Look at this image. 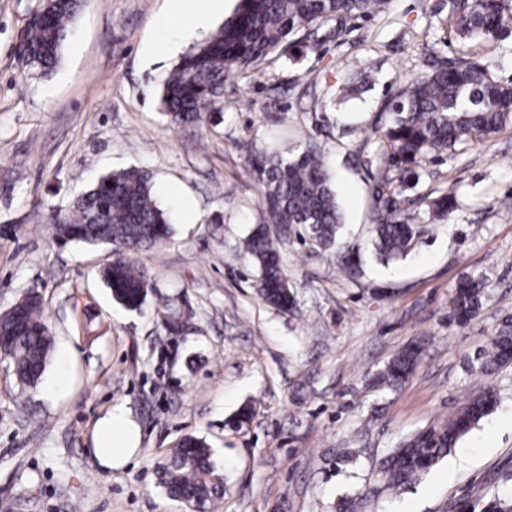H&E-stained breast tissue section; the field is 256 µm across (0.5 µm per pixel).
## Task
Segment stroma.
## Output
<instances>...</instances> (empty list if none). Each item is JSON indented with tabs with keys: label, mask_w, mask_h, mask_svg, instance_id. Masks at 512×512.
Here are the masks:
<instances>
[{
	"label": "stroma",
	"mask_w": 512,
	"mask_h": 512,
	"mask_svg": "<svg viewBox=\"0 0 512 512\" xmlns=\"http://www.w3.org/2000/svg\"><path fill=\"white\" fill-rule=\"evenodd\" d=\"M179 2L82 0L60 63L34 79L18 47L41 0H0V312L39 293L54 336L36 389L0 362V512H181L156 465L187 434L213 449L224 478L210 512H335L376 484V461L403 438L487 389L494 411L370 512H491L495 497L512 496V363L482 371L476 358L512 320V126L430 156L407 185L381 134L400 80L434 59L465 52L512 83V28L464 44L452 0H388L383 13L295 37L227 82L201 124L184 125L163 113V82L238 0L170 51ZM308 141L336 188L340 246L323 252L272 227L296 298L285 312L258 294L245 250L262 206L248 156ZM132 167L149 173L171 227L165 244L134 256L150 283L138 311L100 277L111 246L57 242L45 221L99 176ZM383 175L387 195L417 212L445 193L457 202L386 264L372 247ZM465 277L484 293L463 324L451 298ZM412 343L422 352L409 379L373 385ZM117 407L140 439L126 465L105 469L93 435ZM344 448L354 461L339 460Z\"/></svg>",
	"instance_id": "1"
}]
</instances>
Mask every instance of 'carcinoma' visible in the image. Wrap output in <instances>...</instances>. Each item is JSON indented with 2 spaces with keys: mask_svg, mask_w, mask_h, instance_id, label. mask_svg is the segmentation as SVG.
<instances>
[{
  "mask_svg": "<svg viewBox=\"0 0 512 512\" xmlns=\"http://www.w3.org/2000/svg\"><path fill=\"white\" fill-rule=\"evenodd\" d=\"M387 0H239L224 25L207 41L184 56L162 89L161 104L170 120L198 124L224 95V84L257 69L277 49H287L288 39L345 16L373 15ZM80 0H50L47 12L28 25L20 48L32 72L46 74L58 64L69 39L70 23ZM454 30L461 41L487 39L512 24L508 0H455ZM395 117L382 134L388 164L405 178L413 167L434 152L485 139L512 123V84L493 81L481 64L465 57L439 62L428 72L407 79L392 105ZM249 164L263 191L262 218L246 241L247 253L258 270V292L269 305L289 310L295 304L283 268L280 245L269 236V225L286 230L300 228L304 238L320 250L336 242L342 215L336 192L318 147L308 143L282 154L258 150ZM385 212L375 224V247L387 262L405 255L417 237L430 232L432 220L453 208L443 195L428 205L427 217L386 199ZM57 238L73 240L72 226L85 229V242H123L125 251L104 268L112 297L125 308L142 306L148 282L130 258L143 247L162 244L169 237L167 216L156 204L148 174L129 169L100 176L74 199L62 217L51 214ZM484 293L479 279H464L454 290L453 312L461 323L478 310ZM24 334L18 336L13 315H0V335L16 336L8 354L22 385L37 386L51 350V330L37 296L26 299L22 311ZM512 361V324L506 322L489 341L482 367ZM419 362V348L398 354L376 376V384L395 388L405 382ZM492 391L469 398L445 424L419 431L389 452L377 464L383 488L396 494L415 484L438 464L457 441L495 407ZM212 450L201 440L186 436L158 467L160 486L177 503L194 512L224 496V482L215 473ZM375 490L340 501L336 512H366Z\"/></svg>",
  "mask_w": 512,
  "mask_h": 512,
  "instance_id": "cac0c4a2",
  "label": "carcinoma"
}]
</instances>
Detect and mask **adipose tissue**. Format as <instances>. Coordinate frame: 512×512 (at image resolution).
Returning a JSON list of instances; mask_svg holds the SVG:
<instances>
[{
    "label": "adipose tissue",
    "mask_w": 512,
    "mask_h": 512,
    "mask_svg": "<svg viewBox=\"0 0 512 512\" xmlns=\"http://www.w3.org/2000/svg\"><path fill=\"white\" fill-rule=\"evenodd\" d=\"M140 431L122 409L100 420L94 433L93 455L104 468L122 466L134 453Z\"/></svg>",
    "instance_id": "adipose-tissue-1"
}]
</instances>
